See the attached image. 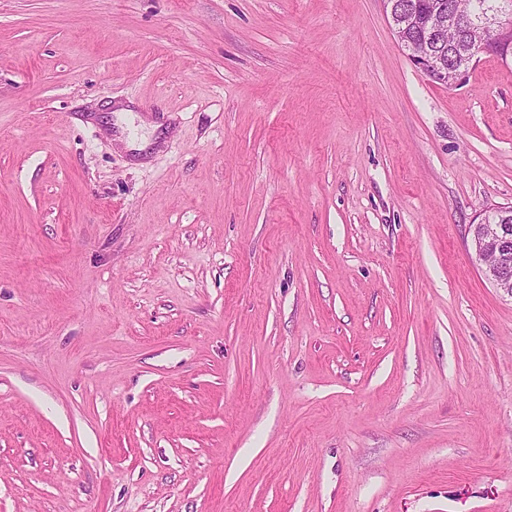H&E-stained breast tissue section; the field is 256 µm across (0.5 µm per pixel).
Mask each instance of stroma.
Here are the masks:
<instances>
[{
    "label": "stroma",
    "instance_id": "stroma-1",
    "mask_svg": "<svg viewBox=\"0 0 512 512\" xmlns=\"http://www.w3.org/2000/svg\"><path fill=\"white\" fill-rule=\"evenodd\" d=\"M497 206L383 0H0V512H512ZM489 210L479 224H475L472 232V247L478 260L483 263L484 277L496 288L512 296V206ZM488 221L494 224H487ZM494 254L496 260H486Z\"/></svg>",
    "mask_w": 512,
    "mask_h": 512
}]
</instances>
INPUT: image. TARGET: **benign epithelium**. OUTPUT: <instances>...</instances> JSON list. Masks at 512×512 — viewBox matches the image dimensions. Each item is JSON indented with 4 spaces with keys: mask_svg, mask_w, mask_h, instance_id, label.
<instances>
[{
    "mask_svg": "<svg viewBox=\"0 0 512 512\" xmlns=\"http://www.w3.org/2000/svg\"><path fill=\"white\" fill-rule=\"evenodd\" d=\"M384 5L386 14L405 18L393 31L408 60L438 83L459 82L483 52L512 58V0H495L479 13L443 2L422 22L416 12L403 10L400 0H384ZM498 216L496 224L474 225L472 247L484 277L512 296V206L500 208Z\"/></svg>",
    "mask_w": 512,
    "mask_h": 512,
    "instance_id": "1",
    "label": "benign epithelium"
}]
</instances>
